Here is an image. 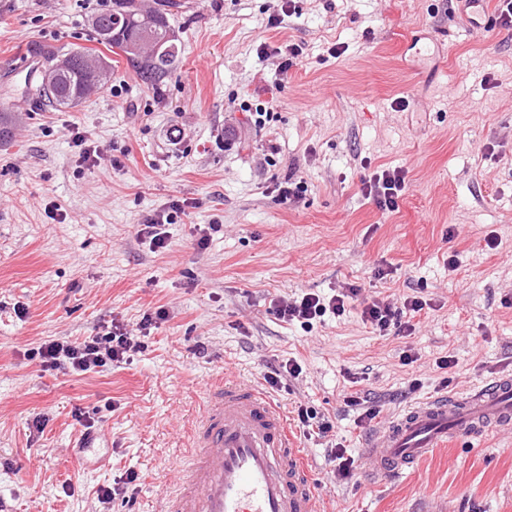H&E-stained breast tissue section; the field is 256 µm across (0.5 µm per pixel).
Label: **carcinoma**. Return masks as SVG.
<instances>
[{
    "instance_id": "obj_1",
    "label": "carcinoma",
    "mask_w": 512,
    "mask_h": 512,
    "mask_svg": "<svg viewBox=\"0 0 512 512\" xmlns=\"http://www.w3.org/2000/svg\"><path fill=\"white\" fill-rule=\"evenodd\" d=\"M172 3L165 4V8L151 11L152 24L149 27L150 39L161 45L168 46L167 33L171 30L168 9ZM140 9L135 0H112V9L96 15L99 25L93 28L96 40L110 47H118L123 42L133 41L142 34L138 24ZM28 54L36 59L47 62L61 55V50L41 43H31L27 47ZM127 63L134 68L136 75L146 86L157 87L163 79L174 72L179 65L178 50L165 51L158 55L149 65L142 64L131 56L128 50H123ZM98 70H89L76 66L68 71L61 72L54 79V88L50 92L43 90L42 85H36L39 98L49 107L57 110L73 108L94 90L103 87L100 76L105 81L112 77V60L102 54H95Z\"/></svg>"
}]
</instances>
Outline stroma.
I'll use <instances>...</instances> for the list:
<instances>
[{
    "instance_id": "1",
    "label": "stroma",
    "mask_w": 512,
    "mask_h": 512,
    "mask_svg": "<svg viewBox=\"0 0 512 512\" xmlns=\"http://www.w3.org/2000/svg\"><path fill=\"white\" fill-rule=\"evenodd\" d=\"M178 2L180 63L156 90L95 40V0H0L13 117L0 141V502L160 512L208 385L229 376L281 406L326 512H512V429L451 442L387 481L366 468L337 478L329 458L339 443L364 455L372 437L348 393L370 391L380 429L409 404L512 374V31L492 8L475 28L459 0H298L278 28L267 20L281 0ZM415 37L426 56L409 50ZM33 41L104 53L111 85L61 112L32 101L17 63ZM265 44L296 45L295 65L280 72ZM247 109L264 125L243 122ZM77 131L96 164L80 162ZM395 167L409 185L384 212L361 181ZM288 176L305 183L295 206L273 193ZM175 202L168 246L152 250L137 230ZM349 285L425 301L412 335H378L353 314L307 332L273 311ZM159 308L167 319L129 363L74 375L38 355ZM287 359L302 374L267 389L263 373ZM301 405L332 423L326 437L301 427ZM87 432L102 449L83 460ZM130 471L129 499L100 503L97 489Z\"/></svg>"
}]
</instances>
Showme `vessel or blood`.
<instances>
[{
    "instance_id": "vessel-or-blood-1",
    "label": "vessel or blood",
    "mask_w": 512,
    "mask_h": 512,
    "mask_svg": "<svg viewBox=\"0 0 512 512\" xmlns=\"http://www.w3.org/2000/svg\"><path fill=\"white\" fill-rule=\"evenodd\" d=\"M512 426V375L455 397L417 402L370 444L372 474L410 471L451 440ZM281 408L256 389L212 384L192 429L188 466L166 512H324L304 456L291 447Z\"/></svg>"
}]
</instances>
